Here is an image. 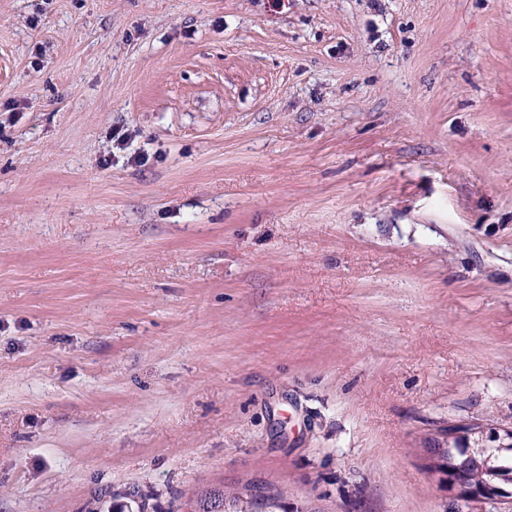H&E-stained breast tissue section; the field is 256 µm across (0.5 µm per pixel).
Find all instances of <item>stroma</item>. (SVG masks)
<instances>
[{"mask_svg":"<svg viewBox=\"0 0 512 512\" xmlns=\"http://www.w3.org/2000/svg\"><path fill=\"white\" fill-rule=\"evenodd\" d=\"M473 420L512 0H0V512H457L420 456ZM238 497L234 496L230 499L223 492H208L200 499L196 501L194 504L197 507V511L191 512H230V510H226L227 500L229 506L236 505ZM232 502V504H230Z\"/></svg>","mask_w":512,"mask_h":512,"instance_id":"stroma-1","label":"stroma"}]
</instances>
